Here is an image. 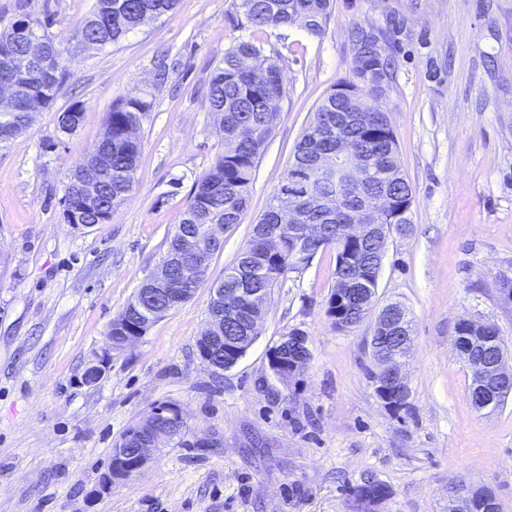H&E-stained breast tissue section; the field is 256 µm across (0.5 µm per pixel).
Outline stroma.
Listing matches in <instances>:
<instances>
[{
  "mask_svg": "<svg viewBox=\"0 0 512 512\" xmlns=\"http://www.w3.org/2000/svg\"><path fill=\"white\" fill-rule=\"evenodd\" d=\"M95 0H0V22L50 16L67 34ZM232 0L175 9L104 49L81 48L54 104L0 142V512H355L353 490L385 485L382 512H448V482L491 490L512 512V397L492 413L468 399L454 346L470 318L497 326L512 359V0H333L322 36L302 24L258 34L283 77L277 124L248 204L224 232L193 298L112 355L104 379L81 382L108 328L156 270L197 178L224 152L205 98L241 30ZM388 31L389 111L411 222L391 235L375 305L412 314L403 409L376 394L367 317L340 331L326 315L335 253H318L274 288L256 342L214 372L197 351L212 287L246 247L313 112L354 69L355 24ZM149 96L137 131L135 189L111 220L62 219L69 173L105 131L118 96ZM72 134L58 116L73 103ZM302 332L309 361L289 382L268 353ZM176 404L185 428L138 476L104 484L120 436L152 407Z\"/></svg>",
  "mask_w": 512,
  "mask_h": 512,
  "instance_id": "35a3bbf8",
  "label": "stroma"
}]
</instances>
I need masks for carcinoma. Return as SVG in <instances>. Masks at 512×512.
<instances>
[{"instance_id":"1","label":"carcinoma","mask_w":512,"mask_h":512,"mask_svg":"<svg viewBox=\"0 0 512 512\" xmlns=\"http://www.w3.org/2000/svg\"><path fill=\"white\" fill-rule=\"evenodd\" d=\"M178 0H96L92 13L78 23L69 36L59 41L47 35L50 44L67 46L72 43L100 42L114 44L145 22L149 11L164 15L173 10ZM230 21L233 26L248 30L251 35L240 37L224 52V59L217 66L209 84L208 102L212 111L221 115L220 131L224 137V154L197 180L194 191L182 212L179 224L167 242L166 252L180 250L184 235L191 234L207 240L206 247L196 253L183 255L178 265L168 269V278L192 280L194 288L203 282L208 266L204 259L212 257L223 248L220 238H211L217 226L226 229L238 223L249 199L258 160L271 134L279 114V106L269 101L282 99L284 88L280 68L267 58H262L260 44L254 33L268 28H287L303 21L308 34L322 36L331 17V0H233ZM352 49L367 56L370 72L367 81L356 84L344 80L342 84L354 87L345 101L336 100V90H331L316 109L295 147L293 157L303 163L311 161L312 137H317L319 151L328 159L336 158V133L344 134L364 157L367 181L361 188H349L338 209H320L302 201L295 205V218L288 220L280 210L281 193L271 198L267 209L252 228L251 238L236 262L224 271L226 288H269L277 286L279 279L294 266L275 257L264 258L260 245L264 236L290 222L298 225L315 224L319 235L311 242V253L325 249H347L350 243L339 235V225L344 223L345 211L356 206L363 196L385 191L400 203L413 199V189L398 164V146L389 113L375 106L371 98L378 93V85L392 81L394 66L387 57L375 53L373 45L365 39V26L356 25L350 34ZM11 54L21 57L27 47L14 35V23L0 27V56ZM71 77L67 60L57 53H48L35 67L25 72H5L0 68V82H12L18 93L31 101L45 97L49 107L59 96ZM152 102L142 98L119 97L112 104L105 119L106 131L73 169L80 176L93 168L99 176L97 206L88 208L77 186L66 184L64 198L73 211L82 212V224L88 227L110 220L112 214L124 203L134 189V173L141 155V142L137 136L143 116ZM360 113V118L346 120V114ZM32 115L22 113L10 118V113L0 112V140H7L21 133L31 122ZM360 275L352 265L334 269V284L328 299L326 315L331 321L344 323L342 330L358 325L365 313L355 303L336 305V289L344 280ZM145 302L140 295L134 298L112 320L108 330L111 340L122 335L130 325L147 331L159 318L144 314ZM265 314L256 313L240 320L224 321V335L244 336L251 320H264ZM147 428L141 421L130 427L116 442L115 449L130 451L135 437ZM390 496L381 485L354 494L360 512H379L380 506Z\"/></svg>"}]
</instances>
